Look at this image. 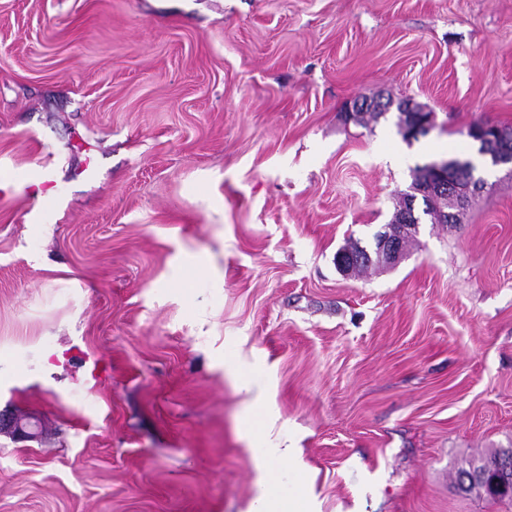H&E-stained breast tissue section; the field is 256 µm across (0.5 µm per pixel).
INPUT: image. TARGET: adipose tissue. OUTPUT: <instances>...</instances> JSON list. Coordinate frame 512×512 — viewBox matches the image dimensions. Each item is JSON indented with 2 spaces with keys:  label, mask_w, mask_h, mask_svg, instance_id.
<instances>
[{
  "label": "adipose tissue",
  "mask_w": 512,
  "mask_h": 512,
  "mask_svg": "<svg viewBox=\"0 0 512 512\" xmlns=\"http://www.w3.org/2000/svg\"><path fill=\"white\" fill-rule=\"evenodd\" d=\"M295 451L291 448H261L257 455L264 472L249 512H307V496L301 486H294L288 494L270 493L268 485L277 481L284 464L292 461Z\"/></svg>",
  "instance_id": "obj_1"
}]
</instances>
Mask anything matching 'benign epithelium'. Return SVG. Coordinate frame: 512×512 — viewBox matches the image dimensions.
Masks as SVG:
<instances>
[{
  "instance_id": "obj_1",
  "label": "benign epithelium",
  "mask_w": 512,
  "mask_h": 512,
  "mask_svg": "<svg viewBox=\"0 0 512 512\" xmlns=\"http://www.w3.org/2000/svg\"><path fill=\"white\" fill-rule=\"evenodd\" d=\"M374 108L388 112L397 108L402 119L400 129L407 138H415L429 131L433 123V113L424 106L410 100L368 101L356 100L353 109ZM468 136L480 143V153L490 158L494 165H512V147L502 143L503 133L500 127L475 123L468 130ZM461 160H434L427 164L425 179L410 187V191L401 193L399 208L390 224L386 225L375 237L371 249L364 250V259H376L388 265L399 263L404 257V237L418 232L419 224L411 223L415 217V201L421 196L430 202L434 214L442 224H459L461 217L472 200L484 191V181L470 179L465 191L454 188L452 179L455 173L465 167ZM0 433L17 441H33L40 435L39 422L32 415L1 411Z\"/></svg>"
}]
</instances>
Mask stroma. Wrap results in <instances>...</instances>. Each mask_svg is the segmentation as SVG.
<instances>
[{"label":"stroma","instance_id":"1","mask_svg":"<svg viewBox=\"0 0 512 512\" xmlns=\"http://www.w3.org/2000/svg\"><path fill=\"white\" fill-rule=\"evenodd\" d=\"M379 97L429 133L350 116ZM477 121L512 130V0H0V173L55 183L0 187V410L45 426L0 435V512H248L257 445L313 512H512L456 482L512 447V167ZM446 158L486 182L461 223L339 272ZM396 105L398 112L402 119L400 129L408 139L418 137L429 131L433 123V113L427 110L424 106L413 103L410 100H404L395 103V101L388 99L386 102L382 101H368V100H355L353 110L359 108L376 109L381 112H388ZM468 136L480 143V153L489 156L493 165L510 164L512 167V147L502 143L503 133L500 127L475 123L469 128ZM4 178L13 182H25L26 191L41 193L42 195H47L54 187L52 181L49 180L45 167L40 163L17 175L5 173ZM240 391L244 392L248 396L255 394L250 405V410L247 411L242 424L241 429L246 433H254L259 426V413L263 400L259 389L250 381L242 382L240 384Z\"/></svg>","mask_w":512,"mask_h":512}]
</instances>
